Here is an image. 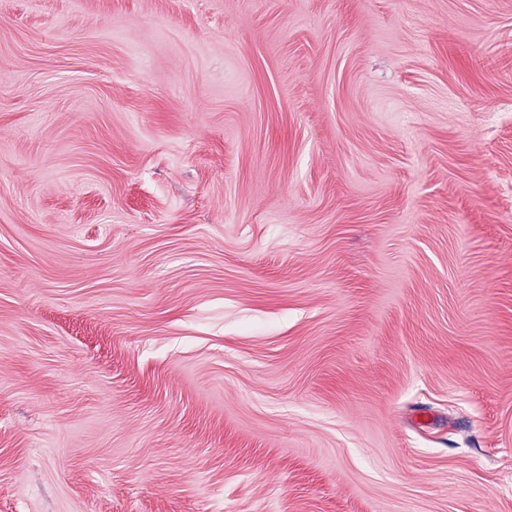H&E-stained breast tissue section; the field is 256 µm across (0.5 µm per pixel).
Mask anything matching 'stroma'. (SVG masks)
I'll list each match as a JSON object with an SVG mask.
<instances>
[{
    "label": "stroma",
    "instance_id": "35a3bbf8",
    "mask_svg": "<svg viewBox=\"0 0 512 512\" xmlns=\"http://www.w3.org/2000/svg\"><path fill=\"white\" fill-rule=\"evenodd\" d=\"M0 512H512V0H0Z\"/></svg>",
    "mask_w": 512,
    "mask_h": 512
}]
</instances>
